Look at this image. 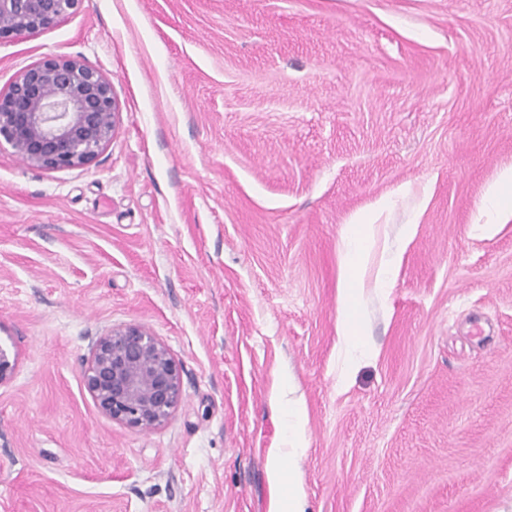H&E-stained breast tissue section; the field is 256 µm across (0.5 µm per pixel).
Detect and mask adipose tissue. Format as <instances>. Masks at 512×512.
Segmentation results:
<instances>
[{"mask_svg": "<svg viewBox=\"0 0 512 512\" xmlns=\"http://www.w3.org/2000/svg\"><path fill=\"white\" fill-rule=\"evenodd\" d=\"M393 209L392 202L378 203L370 210L357 213L341 232L339 254L340 275L337 294V336L344 361L340 382H349L359 366L371 355L369 346L362 343L364 318L362 296L365 286L378 293H387L396 277L400 253L392 242H384L377 268H370L371 241L382 222ZM512 219V167L501 169L482 196L478 218L472 226L474 233L486 235L495 225Z\"/></svg>", "mask_w": 512, "mask_h": 512, "instance_id": "adipose-tissue-1", "label": "adipose tissue"}]
</instances>
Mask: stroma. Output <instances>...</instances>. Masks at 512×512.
Returning <instances> with one entry per match:
<instances>
[{
	"instance_id": "1",
	"label": "stroma",
	"mask_w": 512,
	"mask_h": 512,
	"mask_svg": "<svg viewBox=\"0 0 512 512\" xmlns=\"http://www.w3.org/2000/svg\"><path fill=\"white\" fill-rule=\"evenodd\" d=\"M46 57L118 115L82 167L0 145V512H270L292 400L306 512H512V222L471 229L512 165V0H82L0 43V90ZM390 196L340 388V232ZM126 324L180 371L155 428L84 387ZM400 263V253L392 242L386 240L382 247L381 258L377 268L372 274L370 288L378 293L385 294L393 287Z\"/></svg>"
}]
</instances>
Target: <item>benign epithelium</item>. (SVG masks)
I'll use <instances>...</instances> for the list:
<instances>
[{"instance_id":"benign-epithelium-1","label":"benign epithelium","mask_w":512,"mask_h":512,"mask_svg":"<svg viewBox=\"0 0 512 512\" xmlns=\"http://www.w3.org/2000/svg\"><path fill=\"white\" fill-rule=\"evenodd\" d=\"M82 0H0V41L34 35ZM118 104L110 83L81 60L45 58L0 91V140L28 164H89L109 142ZM103 413L133 429L162 425L181 400L178 365L147 329L127 324L100 337L83 374Z\"/></svg>"}]
</instances>
